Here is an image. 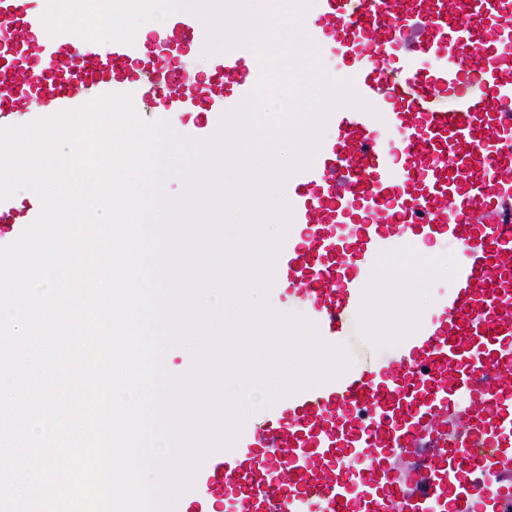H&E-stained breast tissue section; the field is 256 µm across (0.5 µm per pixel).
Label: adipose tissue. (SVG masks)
Listing matches in <instances>:
<instances>
[{
  "label": "adipose tissue",
  "instance_id": "1",
  "mask_svg": "<svg viewBox=\"0 0 512 512\" xmlns=\"http://www.w3.org/2000/svg\"><path fill=\"white\" fill-rule=\"evenodd\" d=\"M463 257L461 246H454L452 251H442L440 246L426 247L417 243L405 245L390 253L378 256L377 264L396 265L400 278L408 293V300L394 306L386 320L378 325L381 333L387 336L400 332L405 322L417 319L429 299L425 281H452L454 270Z\"/></svg>",
  "mask_w": 512,
  "mask_h": 512
}]
</instances>
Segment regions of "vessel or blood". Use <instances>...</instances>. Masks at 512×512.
Instances as JSON below:
<instances>
[{"instance_id": "b4317fda", "label": "vessel or blood", "mask_w": 512, "mask_h": 512, "mask_svg": "<svg viewBox=\"0 0 512 512\" xmlns=\"http://www.w3.org/2000/svg\"><path fill=\"white\" fill-rule=\"evenodd\" d=\"M0 127L80 107L110 92L193 115L182 135L205 144L256 87L255 48L210 53L190 82L169 56L203 46L195 15H174L164 39L101 47L41 34L32 0H0ZM299 52L338 57L363 101L336 108L335 129L283 195L293 212L271 289L302 302L326 342L352 333L378 254L409 243L464 248L453 292L408 348L375 369L349 371L285 396L276 418L243 425L210 453L182 495L187 512H375L405 493L408 512L471 504L462 474L512 480V0H310ZM39 200L0 201L1 224H31ZM479 395V422L445 451L433 445L457 403ZM408 451V478L389 465Z\"/></svg>"}]
</instances>
